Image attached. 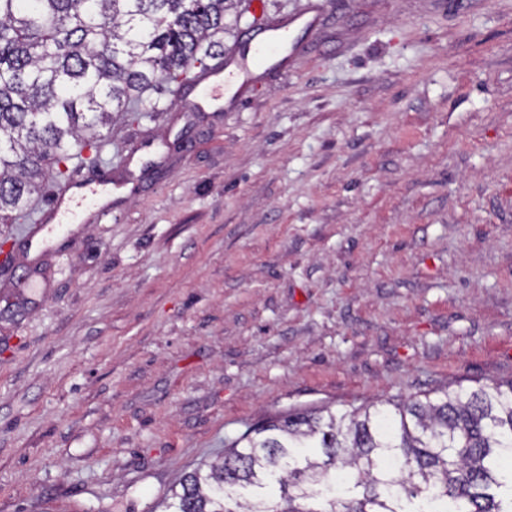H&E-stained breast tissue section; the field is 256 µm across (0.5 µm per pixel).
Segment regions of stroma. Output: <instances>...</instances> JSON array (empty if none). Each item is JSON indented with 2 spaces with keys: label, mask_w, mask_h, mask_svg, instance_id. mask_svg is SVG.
Here are the masks:
<instances>
[{
  "label": "stroma",
  "mask_w": 512,
  "mask_h": 512,
  "mask_svg": "<svg viewBox=\"0 0 512 512\" xmlns=\"http://www.w3.org/2000/svg\"><path fill=\"white\" fill-rule=\"evenodd\" d=\"M256 28L231 100L70 162L108 216L0 224V512H156L289 410L512 379V0H234L225 52Z\"/></svg>",
  "instance_id": "35a3bbf8"
}]
</instances>
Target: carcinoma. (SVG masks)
I'll return each instance as SVG.
<instances>
[{
	"mask_svg": "<svg viewBox=\"0 0 512 512\" xmlns=\"http://www.w3.org/2000/svg\"><path fill=\"white\" fill-rule=\"evenodd\" d=\"M231 0H0V224L31 217L61 163L98 165L112 114L178 94L187 67L224 55ZM298 409L185 474L161 512H512V380ZM255 488L253 499L239 490Z\"/></svg>",
	"mask_w": 512,
	"mask_h": 512,
	"instance_id": "obj_1",
	"label": "carcinoma"
}]
</instances>
